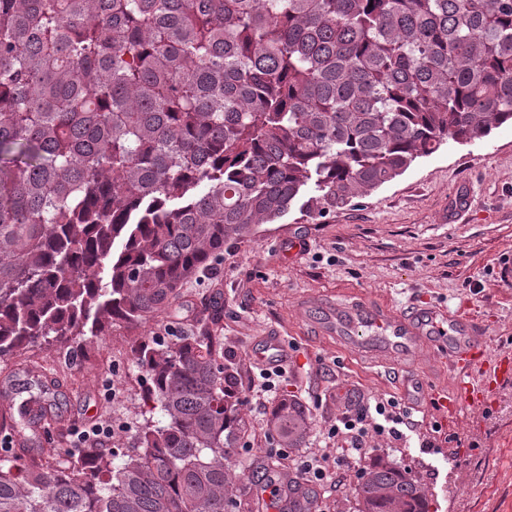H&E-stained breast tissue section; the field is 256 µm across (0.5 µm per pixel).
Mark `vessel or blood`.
Listing matches in <instances>:
<instances>
[{
  "label": "vessel or blood",
  "instance_id": "b4317fda",
  "mask_svg": "<svg viewBox=\"0 0 512 512\" xmlns=\"http://www.w3.org/2000/svg\"><path fill=\"white\" fill-rule=\"evenodd\" d=\"M320 331L333 336L381 366H413L421 356L446 350L450 365L459 372L453 396L444 400L447 413L458 404L485 401L492 381L512 374V357H489L480 329L466 317L429 306L401 312L377 302L338 303L323 298ZM485 369L482 380H473L474 367Z\"/></svg>",
  "mask_w": 512,
  "mask_h": 512
}]
</instances>
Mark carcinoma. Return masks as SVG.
<instances>
[{"label":"carcinoma","instance_id":"1","mask_svg":"<svg viewBox=\"0 0 512 512\" xmlns=\"http://www.w3.org/2000/svg\"><path fill=\"white\" fill-rule=\"evenodd\" d=\"M507 122L512 0H0V363L162 318L292 207L321 218ZM220 320L133 348L132 447L0 453V512H253L229 482L256 431ZM44 394L0 409L6 439L50 440ZM307 430L289 399L267 434ZM351 495L428 512L389 462Z\"/></svg>","mask_w":512,"mask_h":512}]
</instances>
